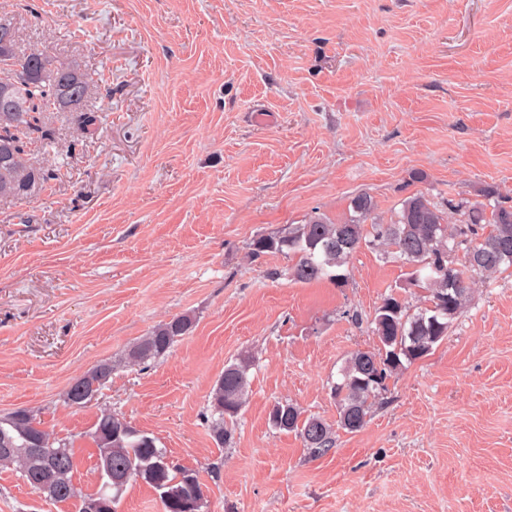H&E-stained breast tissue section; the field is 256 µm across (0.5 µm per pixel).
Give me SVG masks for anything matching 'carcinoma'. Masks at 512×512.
<instances>
[{
  "label": "carcinoma",
  "mask_w": 512,
  "mask_h": 512,
  "mask_svg": "<svg viewBox=\"0 0 512 512\" xmlns=\"http://www.w3.org/2000/svg\"><path fill=\"white\" fill-rule=\"evenodd\" d=\"M29 67V78L0 88V199L22 198L53 179V169L29 157L34 140L48 142L54 130L45 112L56 108L74 114L83 131H93L97 116L85 108L89 78L76 60H59L43 49L28 54L16 51V41L0 44V65ZM377 204L367 192L350 201L349 216L340 221L315 214L303 224H290L275 235H261L250 244L258 259L278 253L289 260L284 272L299 283L329 281L344 287V267L353 253L366 247L387 262L412 268L410 285L423 291L419 306L410 308L395 293L382 299L371 321L377 349L352 352L332 385L339 407L337 425L348 433L361 431L374 405L386 391V380L427 356L448 336L457 316L471 300L473 285L512 268V206L501 204L486 212L474 206L455 223L429 198L414 194L401 203L389 221L377 217ZM464 250L463 260L455 258ZM194 319L179 315L157 325L135 342L125 363L144 364L166 355L180 338L189 335ZM253 360L244 356L224 366L210 392L208 430L221 446L231 442L234 421L245 406ZM118 364L104 362L77 379L69 391L101 373L112 376ZM271 426L279 432H296L314 456L327 454L335 445L330 424L319 417L302 418L289 401L273 405ZM90 438L101 468L100 488L79 495L73 473L76 459L72 443L54 437L41 427L33 412L17 409L0 416V445L10 446L0 464L16 468L33 489L54 502L80 498L78 512L88 502L99 512H117V499L131 482L142 481L157 490L163 512H201L203 500L187 502L188 480L200 484L195 471L168 462L167 451L156 439L138 431L116 414H100ZM122 482L116 484L113 478Z\"/></svg>",
  "instance_id": "obj_1"
}]
</instances>
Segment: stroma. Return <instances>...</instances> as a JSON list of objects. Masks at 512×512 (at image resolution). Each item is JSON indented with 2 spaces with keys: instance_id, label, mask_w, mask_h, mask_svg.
Instances as JSON below:
<instances>
[{
  "instance_id": "stroma-1",
  "label": "stroma",
  "mask_w": 512,
  "mask_h": 512,
  "mask_svg": "<svg viewBox=\"0 0 512 512\" xmlns=\"http://www.w3.org/2000/svg\"><path fill=\"white\" fill-rule=\"evenodd\" d=\"M21 53L92 77L95 133L51 112L32 159L55 177L0 200V414L35 412L100 486L101 412L194 470L202 512H512V269L479 283L448 336L387 382L363 430L311 456L275 402L335 423L330 393L408 270L369 249L339 288L270 277L251 241L373 196L512 205V0H0ZM361 314L362 324L348 319ZM166 357L113 372L77 409L75 379L172 316ZM253 359L230 445L208 433L227 363ZM0 512H77L0 466Z\"/></svg>"
}]
</instances>
